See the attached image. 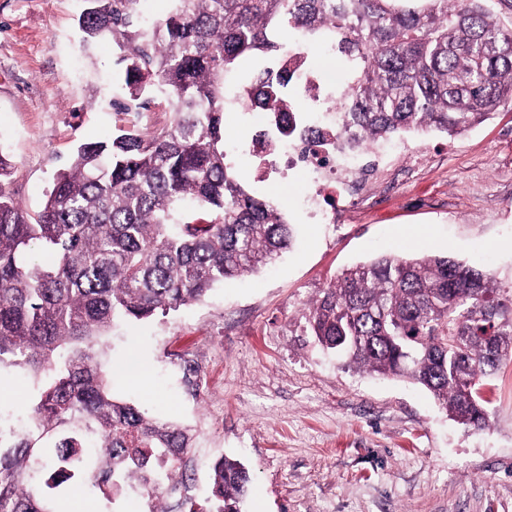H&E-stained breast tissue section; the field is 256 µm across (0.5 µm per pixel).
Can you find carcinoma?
<instances>
[{
  "instance_id": "1",
  "label": "carcinoma",
  "mask_w": 512,
  "mask_h": 512,
  "mask_svg": "<svg viewBox=\"0 0 512 512\" xmlns=\"http://www.w3.org/2000/svg\"><path fill=\"white\" fill-rule=\"evenodd\" d=\"M139 0H92L83 46L112 39L127 89L120 108L164 96L169 123L132 125L77 146L37 218L0 184V373L40 385L24 432L0 426V512H60L53 490L83 480L136 485L168 512L186 430L112 396L103 346L117 317L146 320L256 272L293 225L233 167L224 108L249 87L296 98L279 35L331 47L347 67L336 90V149L436 131L455 138L512 107V27L486 0H171L148 19ZM272 116L290 132L307 113ZM198 210L180 221L177 204ZM309 331L369 374L407 377L456 422L488 424L485 388L512 363V287L448 256L382 255L343 272L316 301ZM211 495L185 512H242L251 476L222 457Z\"/></svg>"
}]
</instances>
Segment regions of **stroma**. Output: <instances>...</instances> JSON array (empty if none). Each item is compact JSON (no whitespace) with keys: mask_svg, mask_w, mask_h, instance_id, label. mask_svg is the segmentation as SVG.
Wrapping results in <instances>:
<instances>
[{"mask_svg":"<svg viewBox=\"0 0 512 512\" xmlns=\"http://www.w3.org/2000/svg\"><path fill=\"white\" fill-rule=\"evenodd\" d=\"M82 0H0V153L5 189L42 209L75 148L111 138L132 118L114 106L123 79L110 39L83 48ZM247 182L296 225L289 250L202 302L147 322L116 321L113 364L146 376L112 379L113 397L190 430L181 457L190 496L205 499L211 466L239 457L245 512H512V363L493 380L489 423L449 419L423 388L380 379L324 350L309 308L345 269L381 254L449 256L512 285V111L455 139L408 136L388 152L363 206L322 224L308 179ZM91 512H149L140 490L85 485Z\"/></svg>","mask_w":512,"mask_h":512,"instance_id":"obj_1","label":"stroma"}]
</instances>
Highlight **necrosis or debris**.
Listing matches in <instances>:
<instances>
[{
  "label": "necrosis or debris",
  "instance_id": "obj_1",
  "mask_svg": "<svg viewBox=\"0 0 512 512\" xmlns=\"http://www.w3.org/2000/svg\"><path fill=\"white\" fill-rule=\"evenodd\" d=\"M301 55L295 47L287 53L295 62L294 82L301 92L303 109L313 116L316 137L305 139L285 133L274 141L257 139L252 141L248 153L261 183L293 170L307 172L311 179L308 200L318 206L320 222L331 224L335 221L337 201L352 205L362 200L380 155L370 145L355 154L336 152L332 146L336 138V101L326 90V78L313 66L301 62Z\"/></svg>",
  "mask_w": 512,
  "mask_h": 512
}]
</instances>
